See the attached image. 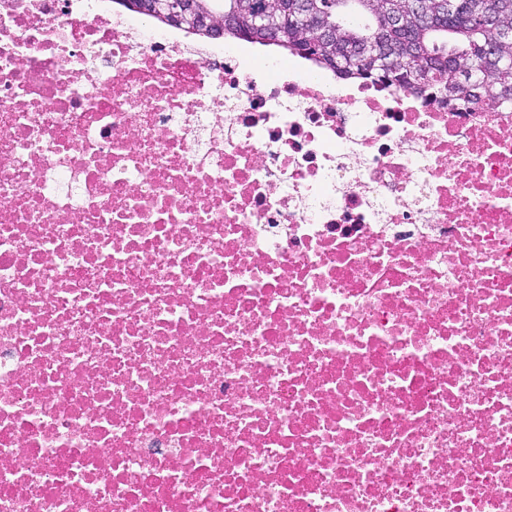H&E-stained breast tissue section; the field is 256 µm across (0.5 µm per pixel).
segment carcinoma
<instances>
[{"label": "carcinoma", "mask_w": 512, "mask_h": 512, "mask_svg": "<svg viewBox=\"0 0 512 512\" xmlns=\"http://www.w3.org/2000/svg\"><path fill=\"white\" fill-rule=\"evenodd\" d=\"M216 15L239 10L235 24L224 28V37H244L261 45H275L292 55L304 56L321 68L342 76L361 77L415 90L432 85L448 100L465 96L489 106L512 104V45L497 44V33L486 16L512 23V0H455L454 11L446 10L448 0H426L428 23L408 18L393 27L391 14L403 8L404 0H310L313 21L336 27V40L316 45L303 39L305 25L296 14L297 0H275L279 27L274 35L252 29L240 9L242 0H204ZM370 42L396 63L378 69L362 56ZM474 61L483 67L471 73Z\"/></svg>", "instance_id": "cac0c4a2"}]
</instances>
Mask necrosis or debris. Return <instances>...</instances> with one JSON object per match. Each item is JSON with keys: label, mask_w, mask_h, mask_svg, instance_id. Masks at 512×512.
Instances as JSON below:
<instances>
[{"label": "necrosis or debris", "mask_w": 512, "mask_h": 512, "mask_svg": "<svg viewBox=\"0 0 512 512\" xmlns=\"http://www.w3.org/2000/svg\"><path fill=\"white\" fill-rule=\"evenodd\" d=\"M0 0V512H512V109Z\"/></svg>", "instance_id": "4bbe7bcc"}]
</instances>
